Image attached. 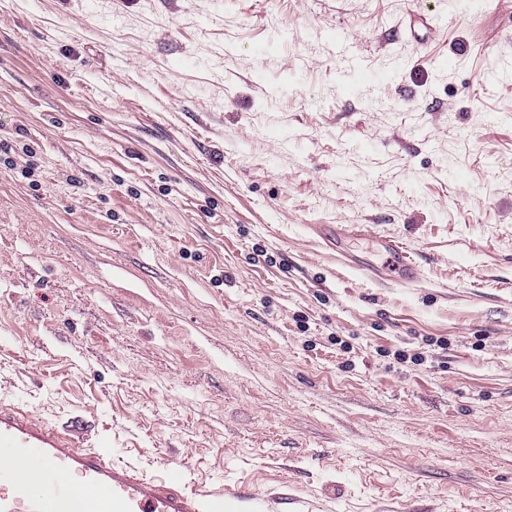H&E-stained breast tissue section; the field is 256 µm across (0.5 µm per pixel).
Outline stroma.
<instances>
[{"label": "stroma", "instance_id": "1", "mask_svg": "<svg viewBox=\"0 0 512 512\" xmlns=\"http://www.w3.org/2000/svg\"><path fill=\"white\" fill-rule=\"evenodd\" d=\"M426 3L0 0V402L262 512H512V0ZM378 249L390 255L401 271L402 278L413 280L417 277L418 268L403 247L390 238H376Z\"/></svg>", "mask_w": 512, "mask_h": 512}]
</instances>
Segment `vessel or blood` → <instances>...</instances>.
I'll list each match as a JSON object with an SVG mask.
<instances>
[{"mask_svg":"<svg viewBox=\"0 0 512 512\" xmlns=\"http://www.w3.org/2000/svg\"><path fill=\"white\" fill-rule=\"evenodd\" d=\"M390 255L404 279L416 278L418 268L403 247L389 238L377 241ZM75 476L99 490L112 512H241L238 495L189 493L178 477L148 476L126 463H118L96 448L79 447L29 410L0 404V512H71L66 476ZM52 476L51 494L32 487Z\"/></svg>","mask_w":512,"mask_h":512,"instance_id":"vessel-or-blood-1","label":"vessel or blood"}]
</instances>
